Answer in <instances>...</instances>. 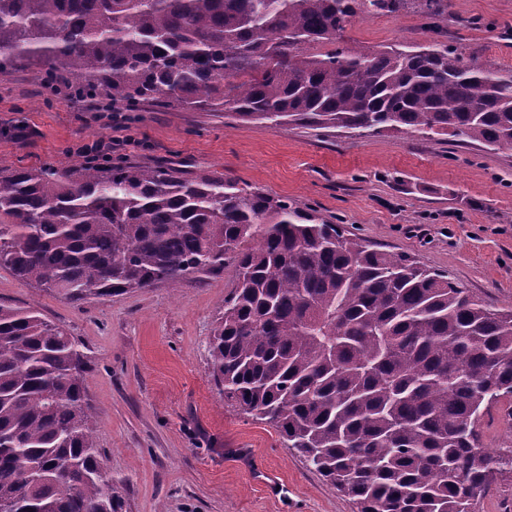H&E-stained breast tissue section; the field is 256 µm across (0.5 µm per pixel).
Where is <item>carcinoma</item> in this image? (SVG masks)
<instances>
[{
    "mask_svg": "<svg viewBox=\"0 0 512 512\" xmlns=\"http://www.w3.org/2000/svg\"><path fill=\"white\" fill-rule=\"evenodd\" d=\"M447 0H0V75L44 68L129 105L237 123L450 134L512 148V74L434 40L336 49L357 15ZM210 345L224 398L271 425L356 512H474L503 474L484 410L512 417V309L222 174L0 167V268L81 303L224 275ZM85 356L0 303V512H123L96 448Z\"/></svg>",
    "mask_w": 512,
    "mask_h": 512,
    "instance_id": "obj_1",
    "label": "carcinoma"
}]
</instances>
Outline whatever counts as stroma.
I'll return each mask as SVG.
<instances>
[{"label":"stroma","instance_id":"stroma-1","mask_svg":"<svg viewBox=\"0 0 512 512\" xmlns=\"http://www.w3.org/2000/svg\"><path fill=\"white\" fill-rule=\"evenodd\" d=\"M440 27L466 58L512 72V0H448ZM433 38L407 10L354 17L340 44ZM44 77L37 67L0 75V166L62 172L81 163L79 146L114 138L113 163L237 178L444 272L490 305L512 306V149L449 135L229 127L223 113L151 101L114 116L49 95ZM232 287L228 269L77 304L0 268V302L35 307L79 342L93 438L126 512H355L274 428L215 386L209 342Z\"/></svg>","mask_w":512,"mask_h":512}]
</instances>
